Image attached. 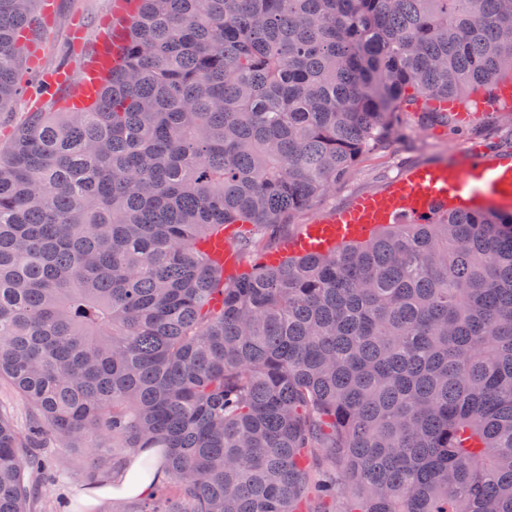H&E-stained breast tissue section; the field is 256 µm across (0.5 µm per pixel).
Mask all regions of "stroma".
<instances>
[{
    "mask_svg": "<svg viewBox=\"0 0 512 512\" xmlns=\"http://www.w3.org/2000/svg\"><path fill=\"white\" fill-rule=\"evenodd\" d=\"M115 0H57L49 26L41 29L35 47L38 69L47 72L59 63L73 62L94 53L112 33L104 23ZM475 147L487 153L512 152V112H479L465 128L454 122H437L425 112L408 109L399 115V133L364 151L348 175L308 206L291 213L277 234L255 226L249 233L253 246L242 252L244 264H252L260 253L275 249L298 233L304 224L346 205L354 196L382 188L409 166L428 160H452L459 147ZM57 470L56 484L43 490L39 512H77L85 478L111 472L112 453L81 444H55L46 451Z\"/></svg>",
    "mask_w": 512,
    "mask_h": 512,
    "instance_id": "obj_1",
    "label": "stroma"
}]
</instances>
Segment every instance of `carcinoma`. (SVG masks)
I'll list each match as a JSON object with an SVG mask.
<instances>
[{"label":"carcinoma","mask_w":512,"mask_h":512,"mask_svg":"<svg viewBox=\"0 0 512 512\" xmlns=\"http://www.w3.org/2000/svg\"><path fill=\"white\" fill-rule=\"evenodd\" d=\"M103 97L0 147V512L51 440L157 449L113 512H512V214L437 213L234 278L419 98L493 112L512 0H135ZM0 0V113L37 36ZM327 462L330 480L317 477ZM240 228L228 224L224 230V236L215 240L210 245L212 254L219 256L224 262V270L227 275H236L240 269V258L233 242L239 237ZM0 414L9 417L15 430L25 435L29 424V408L3 379H0Z\"/></svg>","instance_id":"1"}]
</instances>
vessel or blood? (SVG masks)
I'll list each match as a JSON object with an SVG mask.
<instances>
[{"mask_svg":"<svg viewBox=\"0 0 512 512\" xmlns=\"http://www.w3.org/2000/svg\"><path fill=\"white\" fill-rule=\"evenodd\" d=\"M112 66V54L101 49L85 59L80 74L61 68L43 75L41 89L52 93L74 86V103L95 99L101 92L100 77ZM512 211V159L489 161L479 154L460 151L456 160L434 161L407 170L384 188L355 196L339 209L304 225L283 248L299 254H319L345 242L365 238L383 224L419 221L438 211ZM239 227L227 226L211 246L212 254L224 262L227 275L240 269L234 242Z\"/></svg>","mask_w":512,"mask_h":512,"instance_id":"b4317fda","label":"vessel or blood"}]
</instances>
